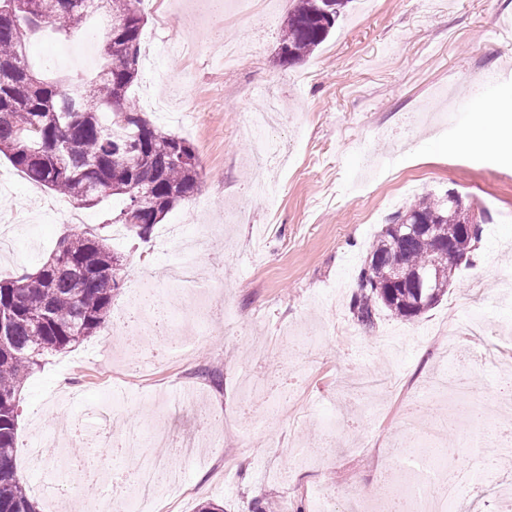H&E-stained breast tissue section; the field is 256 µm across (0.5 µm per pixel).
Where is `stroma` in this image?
<instances>
[{"mask_svg":"<svg viewBox=\"0 0 512 512\" xmlns=\"http://www.w3.org/2000/svg\"><path fill=\"white\" fill-rule=\"evenodd\" d=\"M143 7V42L176 38L189 50L142 65L131 96L147 109L176 92V117L158 124L187 138L203 175L197 196L165 221L196 228L198 198L208 200L220 229L199 259V285L183 301L182 340L189 358L142 329L137 352L124 337L95 333L44 357L19 395L16 465L28 494L45 512L43 484L73 488L67 469L27 452L32 430L53 437L97 424L111 412L140 422L146 433L133 456L90 442L80 454L107 476L170 459L153 435L182 438L193 409L168 406L194 390L224 429L208 434L206 464H188L179 483L160 488L156 512H194L213 502L224 512L255 504H293L315 512L320 492L337 512H387L382 487L400 476L415 481L413 440H427L445 400L420 399L448 362V327L483 318L486 334L467 343L468 373L482 399L512 395V371L489 352L512 349V0H351L327 40L305 61H276L294 0L274 18L255 11L209 14L207 0H158ZM251 43L234 68L222 62L225 42ZM285 118L272 129L285 157L263 165L250 158L242 129L262 96ZM496 103L501 147L462 150L483 103ZM0 214L18 225L0 255V277L35 269L67 227L57 214L65 199L29 181L0 158ZM455 190L487 224L473 265L457 270L443 300L412 322L379 315L373 332L352 319L348 304L376 236L418 197ZM125 238L126 285L113 309L126 307L128 287L150 276L170 287L173 253ZM307 339L301 351L281 337ZM276 389L257 402L244 376ZM485 492L464 512H512V470L478 467Z\"/></svg>","mask_w":512,"mask_h":512,"instance_id":"35a3bbf8","label":"stroma"}]
</instances>
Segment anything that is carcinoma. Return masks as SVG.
Returning a JSON list of instances; mask_svg holds the SVG:
<instances>
[{
    "mask_svg": "<svg viewBox=\"0 0 512 512\" xmlns=\"http://www.w3.org/2000/svg\"><path fill=\"white\" fill-rule=\"evenodd\" d=\"M112 17L101 36V65L89 76L50 78L32 67L28 40H66L87 30L91 2ZM0 0V155L30 180L80 204L112 196L122 202L111 223L149 237L179 202L197 192L201 168L185 138L164 131L130 95L138 79L144 16L139 0ZM351 0H296L278 52L282 65L312 54ZM471 215L459 195L427 194L396 223L439 225L457 261L448 264L434 238L416 232L378 236L358 275L349 311L365 331L382 310L410 322L439 303L448 281L470 265L483 235H464ZM123 263L105 239L80 231L59 239L46 260L0 280V512H36L15 464L18 392L42 356L93 336L104 323ZM432 274V287L386 288L392 275Z\"/></svg>",
    "mask_w": 512,
    "mask_h": 512,
    "instance_id": "carcinoma-1",
    "label": "carcinoma"
}]
</instances>
